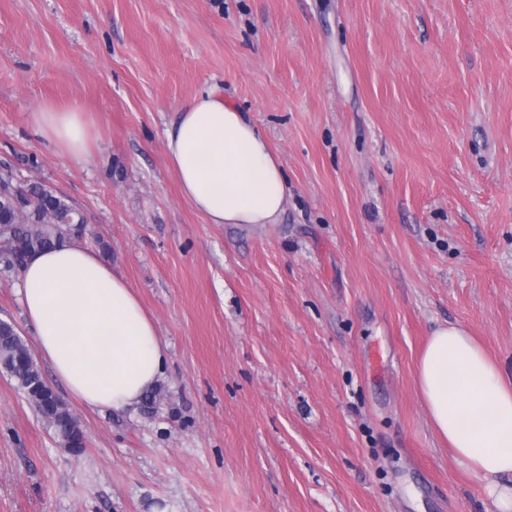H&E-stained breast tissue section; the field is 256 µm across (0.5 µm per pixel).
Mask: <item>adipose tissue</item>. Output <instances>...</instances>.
<instances>
[{
	"label": "adipose tissue",
	"instance_id": "ef3b65f1",
	"mask_svg": "<svg viewBox=\"0 0 512 512\" xmlns=\"http://www.w3.org/2000/svg\"><path fill=\"white\" fill-rule=\"evenodd\" d=\"M32 126L74 163L89 155L76 106L42 107ZM182 197L212 224H277L282 163L245 113L215 92L185 104L166 132ZM17 293L33 344L70 396L94 411L133 412L165 377L168 346L125 276L67 243L32 253ZM416 384L432 427L482 482L495 512H512V380L464 327L429 336Z\"/></svg>",
	"mask_w": 512,
	"mask_h": 512
}]
</instances>
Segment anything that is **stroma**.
I'll return each mask as SVG.
<instances>
[{
    "label": "stroma",
    "instance_id": "obj_1",
    "mask_svg": "<svg viewBox=\"0 0 512 512\" xmlns=\"http://www.w3.org/2000/svg\"><path fill=\"white\" fill-rule=\"evenodd\" d=\"M213 91L270 140L280 223L210 224L165 132ZM79 104L77 165L36 136ZM67 196L169 347L155 408L61 447L0 373V512H493L419 356L512 377V0H0V168Z\"/></svg>",
    "mask_w": 512,
    "mask_h": 512
}]
</instances>
